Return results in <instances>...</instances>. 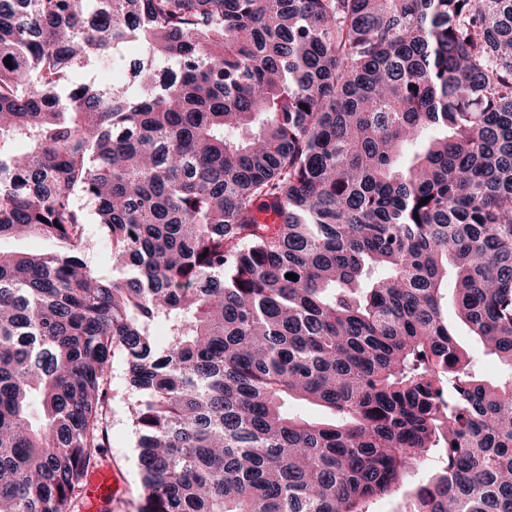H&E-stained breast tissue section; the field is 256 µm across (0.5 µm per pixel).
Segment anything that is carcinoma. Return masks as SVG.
I'll return each mask as SVG.
<instances>
[{"instance_id":"carcinoma-1","label":"carcinoma","mask_w":512,"mask_h":512,"mask_svg":"<svg viewBox=\"0 0 512 512\" xmlns=\"http://www.w3.org/2000/svg\"><path fill=\"white\" fill-rule=\"evenodd\" d=\"M4 237L0 512H73L116 357L141 512H512L445 306L512 367V0H0ZM122 71L123 69L120 64L112 66V64L107 61H97L92 64L90 70L86 72L90 74L101 87H109L112 83L122 81L121 79H118L112 82V80L117 78L119 73ZM86 233L94 243V249L90 254V262L98 267L104 275H119V270L113 271L112 266L109 263L108 256L111 251V246L103 236L100 226L97 224H87ZM424 475L420 471L413 472L407 477L404 485L393 495L373 501L369 505L371 512H403L407 501L411 497V491L422 482Z\"/></svg>"}]
</instances>
